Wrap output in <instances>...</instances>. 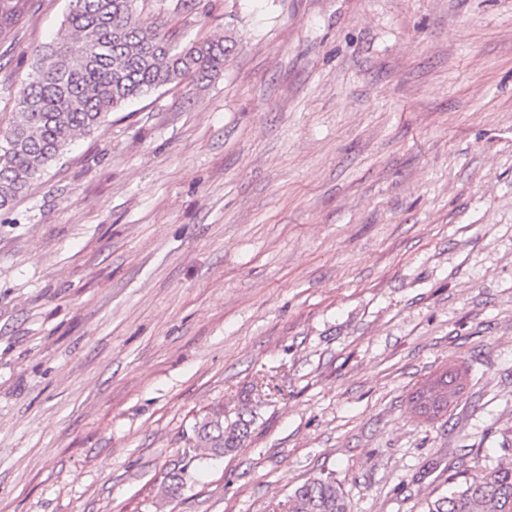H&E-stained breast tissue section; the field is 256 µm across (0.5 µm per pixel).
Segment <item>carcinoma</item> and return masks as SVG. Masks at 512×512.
<instances>
[{
	"label": "carcinoma",
	"mask_w": 512,
	"mask_h": 512,
	"mask_svg": "<svg viewBox=\"0 0 512 512\" xmlns=\"http://www.w3.org/2000/svg\"><path fill=\"white\" fill-rule=\"evenodd\" d=\"M138 0H69L56 40L37 50L29 80L0 131V210L60 159L74 137L96 130L105 116L161 87L202 80L224 69V39L179 40L138 13ZM28 0H0V42L23 18ZM461 390V376L443 371L412 394L415 413L435 419ZM241 422L224 424L217 404L183 434L180 460L163 477L172 496L196 460L221 456L243 438ZM487 473L449 482L425 512H512V449ZM288 512H347L336 482L314 479L288 496Z\"/></svg>",
	"instance_id": "obj_1"
}]
</instances>
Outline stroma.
<instances>
[{"label":"stroma","mask_w":512,"mask_h":512,"mask_svg":"<svg viewBox=\"0 0 512 512\" xmlns=\"http://www.w3.org/2000/svg\"><path fill=\"white\" fill-rule=\"evenodd\" d=\"M141 0L223 72L0 211V512H423L512 448V0ZM0 44V128L68 0ZM463 375L446 415L411 395ZM233 451L160 485L215 404ZM288 512H347L340 488L330 478L314 479L288 496Z\"/></svg>","instance_id":"obj_1"}]
</instances>
